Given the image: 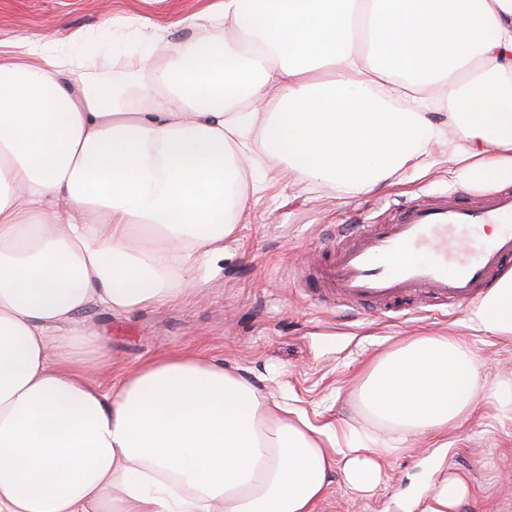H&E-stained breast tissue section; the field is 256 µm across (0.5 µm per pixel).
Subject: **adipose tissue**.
<instances>
[{
	"mask_svg": "<svg viewBox=\"0 0 512 512\" xmlns=\"http://www.w3.org/2000/svg\"><path fill=\"white\" fill-rule=\"evenodd\" d=\"M146 37L107 92L89 39L0 57V512H314L332 472L371 491L410 439L485 398L512 419V377L485 383L451 336L361 373L385 430L362 447L206 358L101 388L106 348L78 322L180 298L237 226L255 138L290 173L364 189L442 145L470 174L512 178V0H221L190 40ZM475 317L512 337V278ZM468 494L446 474L407 512H459Z\"/></svg>",
	"mask_w": 512,
	"mask_h": 512,
	"instance_id": "1",
	"label": "adipose tissue"
}]
</instances>
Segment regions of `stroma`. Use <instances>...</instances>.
I'll list each match as a JSON object with an SVG mask.
<instances>
[{
  "instance_id": "1",
  "label": "stroma",
  "mask_w": 512,
  "mask_h": 512,
  "mask_svg": "<svg viewBox=\"0 0 512 512\" xmlns=\"http://www.w3.org/2000/svg\"><path fill=\"white\" fill-rule=\"evenodd\" d=\"M214 0H0V54L18 52L23 38L49 47L72 46L94 36L105 56L126 55L139 67V30L167 27L171 40L194 34L190 17ZM115 25H107V18ZM254 169L267 186L250 196L224 253L196 271L184 299L131 314L101 308L83 319L108 352L93 374L110 387L143 362L169 354H197L224 364L305 413L315 427H351L383 436L364 408L361 369L418 336H455L483 359L482 378L512 374V338L477 329L474 308L442 311L401 307L350 311L319 294L316 272L347 244L350 224L389 221L403 205L456 192L464 201L512 190V180L484 181L449 164L447 148L434 149L419 167L390 170L369 190L312 178H290L281 161L253 147ZM449 473L464 476L471 496L460 512H512V420L482 405L442 436ZM437 461L432 440L418 438L413 452L390 459L371 493L350 488L341 473L315 512H403L424 493Z\"/></svg>"
}]
</instances>
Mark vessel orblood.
<instances>
[{
    "mask_svg": "<svg viewBox=\"0 0 512 512\" xmlns=\"http://www.w3.org/2000/svg\"><path fill=\"white\" fill-rule=\"evenodd\" d=\"M499 225L498 234L480 242L473 257L449 269V257L464 248L460 236L477 225ZM352 243L324 268L325 292L349 309L367 302L383 311L417 300L420 307L456 309L476 304L482 286L512 258V192L484 196L475 206L449 193L429 203L413 202L386 224H357ZM433 250L438 260L423 262Z\"/></svg>",
    "mask_w": 512,
    "mask_h": 512,
    "instance_id": "b4317fda",
    "label": "vessel or blood"
}]
</instances>
